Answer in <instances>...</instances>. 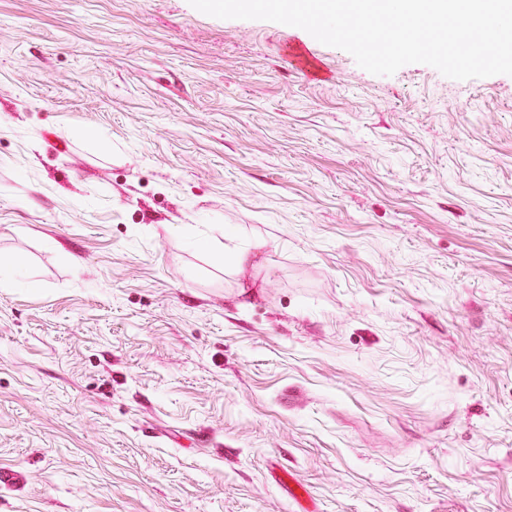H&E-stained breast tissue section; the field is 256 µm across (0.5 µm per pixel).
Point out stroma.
<instances>
[{"label": "stroma", "mask_w": 512, "mask_h": 512, "mask_svg": "<svg viewBox=\"0 0 512 512\" xmlns=\"http://www.w3.org/2000/svg\"><path fill=\"white\" fill-rule=\"evenodd\" d=\"M1 258L0 512H512V76L0 0ZM285 52L288 57V63L305 78L309 80H324L329 77L327 70L321 68L313 57L295 45L291 43L286 45Z\"/></svg>", "instance_id": "35a3bbf8"}]
</instances>
